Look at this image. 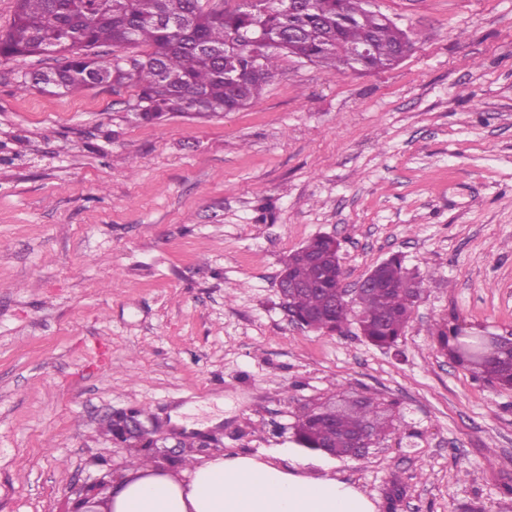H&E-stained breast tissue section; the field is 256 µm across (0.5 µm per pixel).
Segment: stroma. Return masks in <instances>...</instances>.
Masks as SVG:
<instances>
[{
  "label": "stroma",
  "instance_id": "obj_1",
  "mask_svg": "<svg viewBox=\"0 0 512 512\" xmlns=\"http://www.w3.org/2000/svg\"><path fill=\"white\" fill-rule=\"evenodd\" d=\"M411 51L380 72L283 55L255 103L141 123L131 90L19 92L0 64V512H71L120 477L103 433L137 407L183 476L296 444L304 409L395 402L400 431L331 475L383 512H512V389L435 346L512 332V0H376ZM341 243L346 282L390 256L424 291L395 348L293 326L282 262ZM214 434L203 452L179 435ZM109 486L110 480H106L105 478H103V480L99 481V483H97L90 489H83L78 494V500L80 501L81 504L80 509L85 510H81L80 512H100L101 510L96 509L95 506L104 504L105 497L102 496L99 499L96 498L99 497V495H104Z\"/></svg>",
  "mask_w": 512,
  "mask_h": 512
}]
</instances>
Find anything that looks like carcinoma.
Instances as JSON below:
<instances>
[{"label":"carcinoma","mask_w":512,"mask_h":512,"mask_svg":"<svg viewBox=\"0 0 512 512\" xmlns=\"http://www.w3.org/2000/svg\"><path fill=\"white\" fill-rule=\"evenodd\" d=\"M367 40L370 57L357 66L347 50ZM103 45L145 51L104 57L95 52ZM406 48H412L408 34L379 18L367 0H302L292 14L279 0H239L223 11L206 10L201 0H16L11 27L0 35V62L54 54L57 67L21 75L18 89L64 95L104 83L130 87L137 119L152 123L171 114L247 108L274 76L282 53L335 72H378L394 66ZM339 249L340 243L318 235L284 262L282 273L299 282L312 279V256L323 262L320 289L292 296L299 311L320 318L342 275ZM375 270L394 286L369 290L349 307L339 303L328 318L338 329L354 323L371 344L390 349L411 319L419 290L398 256ZM460 333L458 325L439 326L440 348L474 377L512 388V351L480 336L470 337L465 348ZM364 426L379 441L394 423L370 397L311 408L298 418L297 443L331 453ZM405 494L406 486L393 478L386 492L392 512Z\"/></svg>","instance_id":"1"}]
</instances>
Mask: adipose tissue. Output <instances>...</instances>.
Wrapping results in <instances>:
<instances>
[{
    "label": "adipose tissue",
    "instance_id": "obj_1",
    "mask_svg": "<svg viewBox=\"0 0 512 512\" xmlns=\"http://www.w3.org/2000/svg\"><path fill=\"white\" fill-rule=\"evenodd\" d=\"M309 465L291 449L272 461L227 453L195 465L183 480L136 467L118 479L112 512H375L354 485L309 476Z\"/></svg>",
    "mask_w": 512,
    "mask_h": 512
}]
</instances>
